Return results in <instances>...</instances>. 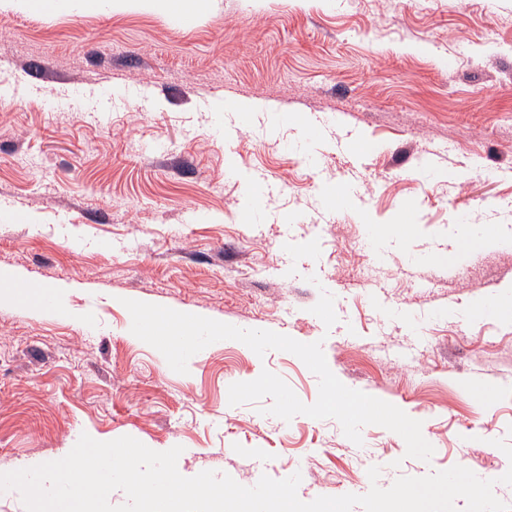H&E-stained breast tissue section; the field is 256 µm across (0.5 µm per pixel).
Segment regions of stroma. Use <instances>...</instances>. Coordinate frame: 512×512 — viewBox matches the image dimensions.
<instances>
[{"label":"stroma","mask_w":512,"mask_h":512,"mask_svg":"<svg viewBox=\"0 0 512 512\" xmlns=\"http://www.w3.org/2000/svg\"><path fill=\"white\" fill-rule=\"evenodd\" d=\"M485 224L512 227V0L0 12V268L66 288L57 310L0 305V472L85 433L182 446V471L246 487L297 472L305 502L456 465L499 478L512 318L470 307L512 288V246L476 244ZM127 299L321 342L344 385L421 421L431 460L378 425L356 444L268 397L230 405L265 369L307 404L319 381L235 340L176 373Z\"/></svg>","instance_id":"35a3bbf8"}]
</instances>
